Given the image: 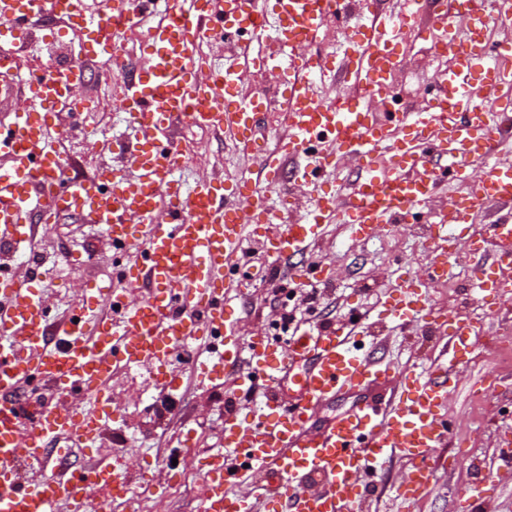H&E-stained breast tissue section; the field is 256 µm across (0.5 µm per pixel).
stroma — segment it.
Segmentation results:
<instances>
[{"label":"stroma","instance_id":"stroma-1","mask_svg":"<svg viewBox=\"0 0 512 512\" xmlns=\"http://www.w3.org/2000/svg\"><path fill=\"white\" fill-rule=\"evenodd\" d=\"M431 44V36L422 29H407L399 36L397 90L387 97L392 111H404L409 105L421 109L428 104L425 89L441 70ZM102 59L99 53L91 56L86 81L73 86L71 96L77 101L91 96L106 107L107 133H97L85 116L76 124L58 123L54 132L57 141L68 147L66 161L73 177H94L97 165L109 157L107 141L135 135L127 113L113 105L115 76L111 68L102 67ZM175 139L182 151L196 155L180 172L185 184L232 176L244 163L229 138L207 129L182 127ZM451 202L448 195L433 199L414 210L407 223L382 226L366 241L352 236L345 225H328L315 257L332 272V280L316 307H308L305 290L297 285L291 286L285 305L296 322L317 326L341 324L353 313H363L365 333L357 341L393 374L412 364L429 366L446 351L444 340L425 328L415 324L399 328L386 319L382 304L401 280L426 283L436 307L464 316L484 330L473 344L470 360L456 367L459 386L449 397L447 408L450 438L432 453L436 466L433 495L408 511L393 501L390 487L402 483L407 474L406 467L395 461L377 476L373 494L361 512H467L463 490L477 471L491 466L499 438L512 435V359L488 353L486 348L488 336H501L512 302L490 307L474 301L470 295L472 268L465 260L454 264L453 287H443L428 276L422 226L432 221L435 213L448 210ZM41 261L29 285L55 319L64 318L79 301L90 300L93 290L112 287L121 278L122 262L114 258L104 226L82 223L72 215L61 216L53 225ZM234 275L249 289L247 300L229 304L242 338L248 341L261 336L287 349V335L275 326L283 306L274 294L280 281L267 255L256 250ZM173 368L178 375L174 390L150 394L140 389V371L118 373L105 406L110 416L107 436L95 447L71 456L74 464L89 465L102 456L114 455L130 474L128 499L109 501L106 512H130L134 507L139 512H192L201 485L195 451L181 445L184 436L210 448L219 447L229 406L250 407L260 398L259 392L240 391L231 384L205 392L195 390L186 365L177 361ZM171 459L177 462L173 476L165 469Z\"/></svg>","mask_w":512,"mask_h":512}]
</instances>
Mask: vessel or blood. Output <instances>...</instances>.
<instances>
[{
    "mask_svg": "<svg viewBox=\"0 0 512 512\" xmlns=\"http://www.w3.org/2000/svg\"><path fill=\"white\" fill-rule=\"evenodd\" d=\"M159 9L164 22L143 41L148 63L121 86L135 138L113 142V163L96 178L67 176L52 130L61 110L79 109L70 89L85 79L87 38L107 44L113 70H123L120 36ZM417 15L381 12L373 0H0V106L19 95L29 103L0 124V242L16 254L37 252L57 216H78L108 227L113 247L130 259L125 278L145 291L134 304L103 293L98 309L81 307L53 322L26 281L0 269V512H91L93 488L126 497L129 479L118 460L74 468L48 462L47 449L58 439L93 447L107 430L99 401L113 373L142 369L149 386L170 387L171 358L192 344L205 354L193 369L199 386L233 380L242 391L265 388L251 416L225 412L222 446L200 457L199 512H357L366 476L394 456L413 475L396 487L398 500L432 492L430 459L448 436L444 409L458 384L455 366L479 334L472 321L432 307L419 283L396 285L386 313L403 325L424 321L453 345L449 361L394 375L357 352L358 322L296 328L283 353L260 339L242 344L225 306L243 290L233 271L247 257L246 240H260L273 266L287 267L290 281L305 285L318 265L297 259L315 251L326 225L346 224L368 238L378 226L405 223L447 190V168L461 173L477 162L487 165L483 179L429 227L431 274L447 278L463 246L480 302L512 299V114L496 107V86L511 85L512 70L500 68L502 49L491 43L496 23L512 18V0H496L492 13L482 0H436L429 29L453 62L438 77L433 105L378 111L374 103L392 81V40ZM354 16L360 22L337 61L297 54V47L323 44L329 20ZM46 19L77 35L74 61L57 72L22 73L21 53ZM215 37L231 62L203 82L198 46ZM476 69L482 96L470 83ZM252 72L280 77L286 133L273 151L258 114L275 103L239 91ZM343 78L358 87L357 98L333 105L317 97L318 86ZM180 125L230 132L239 153L259 160L260 172L242 168L231 183L182 189L174 178L182 155L172 138ZM341 155L362 159L363 173L325 189L322 175ZM286 161L308 205L299 221L283 226L281 215L296 207L282 182ZM240 196L250 199L249 213L238 207ZM490 206L501 214L487 233L460 243L462 226ZM35 377L72 403H40L24 429L16 399ZM285 378L295 385L289 397L280 390ZM343 393L358 394V402L313 427L315 407ZM506 479L512 445L504 443L467 495L488 499Z\"/></svg>",
    "mask_w": 512,
    "mask_h": 512,
    "instance_id": "vessel-or-blood-1",
    "label": "vessel or blood"
}]
</instances>
